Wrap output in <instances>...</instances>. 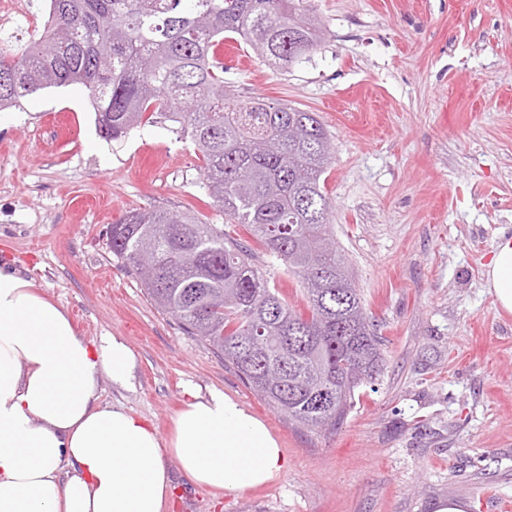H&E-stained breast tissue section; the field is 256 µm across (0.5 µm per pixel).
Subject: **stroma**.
Returning a JSON list of instances; mask_svg holds the SVG:
<instances>
[{
	"instance_id": "1",
	"label": "stroma",
	"mask_w": 512,
	"mask_h": 512,
	"mask_svg": "<svg viewBox=\"0 0 512 512\" xmlns=\"http://www.w3.org/2000/svg\"><path fill=\"white\" fill-rule=\"evenodd\" d=\"M310 4L326 27L310 61L278 70L230 39L243 60L224 80L317 113L330 135L333 230L387 358L339 429L298 428L112 255L105 229L131 210L225 221L192 142L163 116L108 141L80 85L24 101L0 130V264L85 340L133 351L131 386L100 375L102 402L165 438L193 394L217 389L278 440L280 478L238 495L197 488L167 457L163 512H481L483 491L512 499V314L482 278L512 234V0Z\"/></svg>"
}]
</instances>
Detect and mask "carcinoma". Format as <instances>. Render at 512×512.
Listing matches in <instances>:
<instances>
[{
	"label": "carcinoma",
	"mask_w": 512,
	"mask_h": 512,
	"mask_svg": "<svg viewBox=\"0 0 512 512\" xmlns=\"http://www.w3.org/2000/svg\"><path fill=\"white\" fill-rule=\"evenodd\" d=\"M48 12L38 40L0 47V110L80 84L106 139L154 114L180 124L227 223L297 278L306 311L270 285L242 239L187 213L127 212L109 231L112 254L270 406L312 430L337 429L385 355L332 232L321 186L330 138L314 112L228 90L214 58L234 34L273 66L309 61L324 28L307 0H49Z\"/></svg>",
	"instance_id": "1"
}]
</instances>
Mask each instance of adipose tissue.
Wrapping results in <instances>:
<instances>
[{"mask_svg":"<svg viewBox=\"0 0 512 512\" xmlns=\"http://www.w3.org/2000/svg\"><path fill=\"white\" fill-rule=\"evenodd\" d=\"M483 278L511 314L512 235L498 236ZM135 368L122 339H82L20 269L0 267V512H162L169 454L194 485L227 494L284 471L266 424L222 391L186 403L165 439L101 403L99 376L125 388Z\"/></svg>","mask_w":512,"mask_h":512,"instance_id":"adipose-tissue-1","label":"adipose tissue"}]
</instances>
